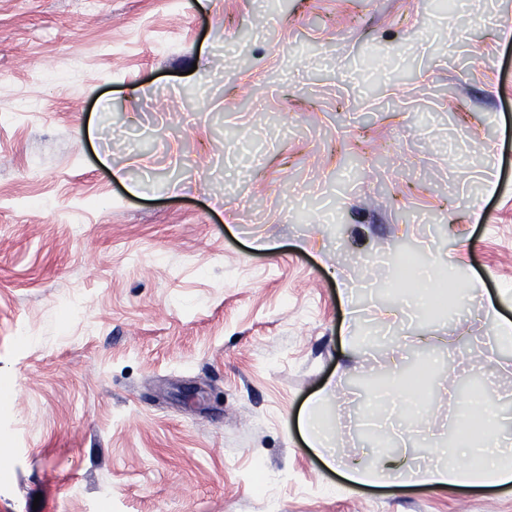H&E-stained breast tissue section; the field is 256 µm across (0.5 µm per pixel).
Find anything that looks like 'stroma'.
<instances>
[{
    "label": "stroma",
    "instance_id": "obj_1",
    "mask_svg": "<svg viewBox=\"0 0 512 512\" xmlns=\"http://www.w3.org/2000/svg\"><path fill=\"white\" fill-rule=\"evenodd\" d=\"M512 0H0V512H512V485H352L322 396L416 366L427 454L506 410ZM122 169L123 179L112 175ZM409 250L485 301L380 297ZM392 310L380 319L383 310ZM321 397L313 398L302 418V427L309 440V447L326 450L332 446V436L320 413Z\"/></svg>",
    "mask_w": 512,
    "mask_h": 512
}]
</instances>
